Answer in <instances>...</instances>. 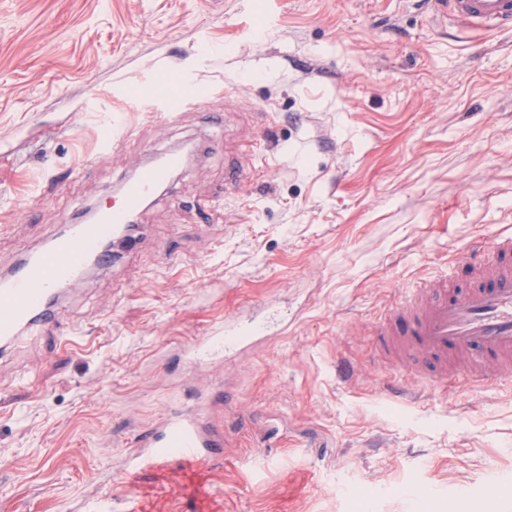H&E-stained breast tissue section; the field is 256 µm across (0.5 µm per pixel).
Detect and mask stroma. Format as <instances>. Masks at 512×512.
Wrapping results in <instances>:
<instances>
[{"mask_svg": "<svg viewBox=\"0 0 512 512\" xmlns=\"http://www.w3.org/2000/svg\"><path fill=\"white\" fill-rule=\"evenodd\" d=\"M172 68L170 123L126 90ZM184 142L199 157L55 335L0 353V512H512V377L437 385L375 335L512 234V32L413 0H0V274ZM228 321L268 331L188 364ZM179 408L223 452L127 477Z\"/></svg>", "mask_w": 512, "mask_h": 512, "instance_id": "obj_1", "label": "stroma"}]
</instances>
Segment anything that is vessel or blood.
<instances>
[{
    "mask_svg": "<svg viewBox=\"0 0 512 512\" xmlns=\"http://www.w3.org/2000/svg\"><path fill=\"white\" fill-rule=\"evenodd\" d=\"M427 4L442 22L512 29V0H427ZM186 83L185 73L176 70L162 87L139 86L129 96L152 100L170 112L186 103ZM184 161L182 153L172 152L149 162L121 186L117 199L100 211L96 223L69 225L42 250L0 276V352L12 348L24 334L46 333L57 325L55 301L77 282L86 259L98 253L100 242ZM460 261L474 277L472 287L459 294L444 281L421 282L379 324L381 343L397 348L406 363L425 360L429 377L437 381H447L449 359L470 351L477 353L476 368L481 373L512 375V235L499 236L490 247L474 243ZM227 342L223 329H216L195 348V360L223 354ZM138 444L144 449L135 464L139 470L171 455L198 464L224 446L220 435L204 428L190 409L164 416L140 434Z\"/></svg>",
    "mask_w": 512,
    "mask_h": 512,
    "instance_id": "1",
    "label": "vessel or blood"
}]
</instances>
